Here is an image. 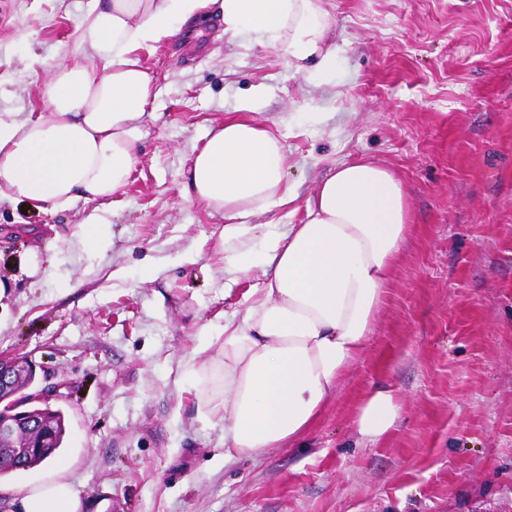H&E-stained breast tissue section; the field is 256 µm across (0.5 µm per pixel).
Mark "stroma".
Masks as SVG:
<instances>
[{
  "label": "stroma",
  "instance_id": "stroma-1",
  "mask_svg": "<svg viewBox=\"0 0 512 512\" xmlns=\"http://www.w3.org/2000/svg\"><path fill=\"white\" fill-rule=\"evenodd\" d=\"M91 6L0 0V114H49L44 87ZM328 8V85L217 16L194 42L139 50L156 97L106 250L78 240L95 202L0 204V355L57 388L79 512H512V0ZM258 86L250 117L278 131L299 198L373 159L402 182L411 229L373 336L301 446L221 463L224 422L197 421L183 363L261 271L225 288L224 219L188 200L185 169ZM378 387L400 418L366 445L353 419Z\"/></svg>",
  "mask_w": 512,
  "mask_h": 512
}]
</instances>
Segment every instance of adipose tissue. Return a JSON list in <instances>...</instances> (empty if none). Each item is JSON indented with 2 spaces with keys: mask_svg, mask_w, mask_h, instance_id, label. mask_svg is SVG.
<instances>
[{
  "mask_svg": "<svg viewBox=\"0 0 512 512\" xmlns=\"http://www.w3.org/2000/svg\"><path fill=\"white\" fill-rule=\"evenodd\" d=\"M215 4L225 35L270 34L289 67L318 82L335 70L325 0H95L79 54L44 89L50 114L0 115V201L65 210L122 191L154 96L136 52L175 38ZM261 95L240 99L236 115L208 130L187 170L188 198L224 218L225 277L233 282L255 268L263 276L221 337L204 338L184 364L199 418H224L226 461L297 444L310 432L373 332L410 229L401 181L361 159L316 185L300 223L256 236V217L298 201L280 136L247 117ZM400 409L391 389L366 396L354 419L360 440L384 438ZM42 467L41 479L17 491L23 512H79L66 462L52 456Z\"/></svg>",
  "mask_w": 512,
  "mask_h": 512,
  "instance_id": "ef3b65f1",
  "label": "adipose tissue"
}]
</instances>
